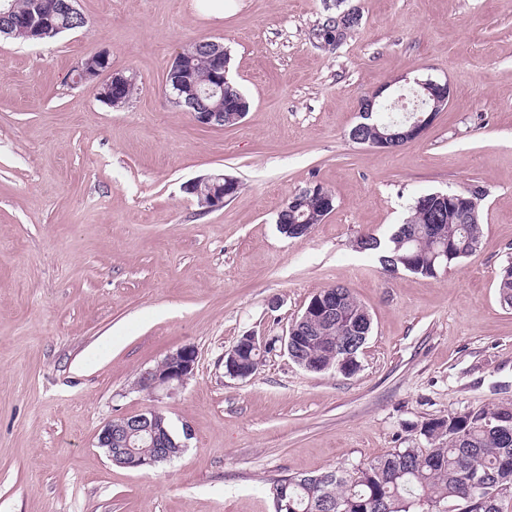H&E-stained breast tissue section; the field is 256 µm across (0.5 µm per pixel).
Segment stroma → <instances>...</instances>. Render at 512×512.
Returning <instances> with one entry per match:
<instances>
[{
	"instance_id": "35a3bbf8",
	"label": "stroma",
	"mask_w": 512,
	"mask_h": 512,
	"mask_svg": "<svg viewBox=\"0 0 512 512\" xmlns=\"http://www.w3.org/2000/svg\"><path fill=\"white\" fill-rule=\"evenodd\" d=\"M78 0L89 27L0 39V512H275L274 480L422 448V422L512 400V0ZM359 25L334 50L312 31L335 4ZM200 40L224 44L250 102L205 128L169 102L166 72ZM132 76L103 103L71 69L100 50ZM448 82L424 136L351 140L379 86ZM239 183L202 210L187 182ZM333 211L306 237L277 213L314 185ZM482 194V242L447 274L383 269L361 236L388 235L415 199ZM351 289L372 333L359 370L312 373L287 354L227 375L246 334L285 335L321 289ZM197 352L177 390L140 376ZM153 408L183 447L134 470L97 446L108 421Z\"/></svg>"
}]
</instances>
